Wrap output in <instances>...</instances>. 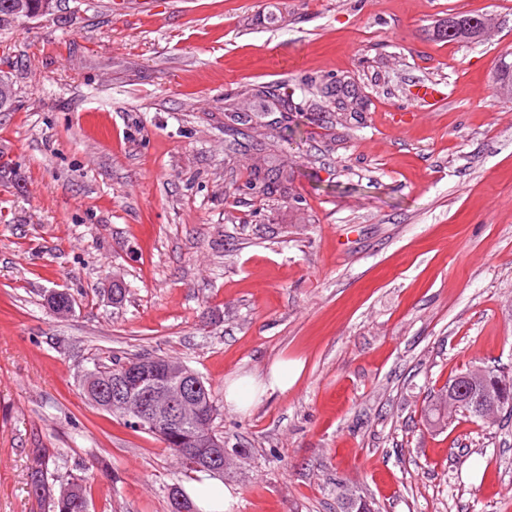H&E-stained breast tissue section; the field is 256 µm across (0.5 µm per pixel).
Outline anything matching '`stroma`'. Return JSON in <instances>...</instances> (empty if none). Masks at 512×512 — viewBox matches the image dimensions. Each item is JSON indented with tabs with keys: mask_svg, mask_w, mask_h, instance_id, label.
Instances as JSON below:
<instances>
[{
	"mask_svg": "<svg viewBox=\"0 0 512 512\" xmlns=\"http://www.w3.org/2000/svg\"><path fill=\"white\" fill-rule=\"evenodd\" d=\"M493 15L476 42L437 39ZM512 0H58L0 31V512H39L33 449L58 476L96 465L90 512H169L165 444L89 405L94 361L153 354L211 387L235 512H512V417L427 397L472 367L512 375ZM347 77L341 123L302 83ZM301 104L248 126V87ZM237 111V112H238ZM294 124L277 142L269 127ZM290 187L247 188L271 156ZM127 290L112 302L114 280ZM53 290L75 309L47 307ZM303 370L241 412L224 386ZM348 86L349 83H339L331 87V91L325 92L327 97H334L333 101L329 100V102L334 104L339 120L347 121L348 116L352 119L353 116H357L360 112H365L366 109V100L363 99L365 96L359 90L357 92L363 97L350 94L347 91ZM453 379L448 380V383H446L443 388L439 390V392L434 395L428 402L426 407V419L427 422L433 426V427H442L445 426L448 422V410L454 411H460L462 413L465 412V410L468 411V414L470 416H473L475 418L481 419L478 415H476L471 410L461 407V406H455L454 403H451L448 401V398L442 397V391L443 389L448 386L452 382Z\"/></svg>",
	"mask_w": 512,
	"mask_h": 512,
	"instance_id": "obj_1",
	"label": "stroma"
}]
</instances>
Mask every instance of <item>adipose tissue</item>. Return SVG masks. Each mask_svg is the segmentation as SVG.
I'll use <instances>...</instances> for the list:
<instances>
[{
	"label": "adipose tissue",
	"instance_id": "adipose-tissue-1",
	"mask_svg": "<svg viewBox=\"0 0 512 512\" xmlns=\"http://www.w3.org/2000/svg\"><path fill=\"white\" fill-rule=\"evenodd\" d=\"M301 366L295 362L278 360L271 364L266 378L241 376L229 381L224 390L225 402L245 411L260 398L276 392H285L295 382ZM186 495L199 512H233L238 498L232 487L224 485L218 476L209 472L194 473L184 487Z\"/></svg>",
	"mask_w": 512,
	"mask_h": 512
}]
</instances>
